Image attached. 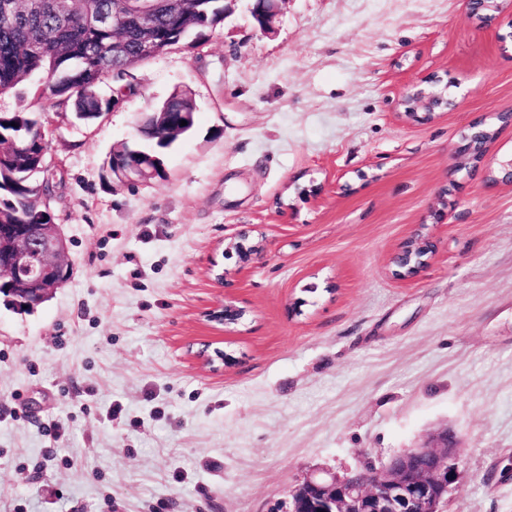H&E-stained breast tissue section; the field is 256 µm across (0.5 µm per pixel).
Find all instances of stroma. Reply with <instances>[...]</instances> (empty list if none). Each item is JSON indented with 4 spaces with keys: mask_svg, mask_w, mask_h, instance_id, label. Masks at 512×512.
<instances>
[{
    "mask_svg": "<svg viewBox=\"0 0 512 512\" xmlns=\"http://www.w3.org/2000/svg\"><path fill=\"white\" fill-rule=\"evenodd\" d=\"M429 79L458 109L406 118ZM122 85L90 123L32 84L0 95L50 131L70 264L32 311L0 296V512H288L311 474L443 428L464 472L444 512H512V186L491 181L512 158V5L487 26L462 0H289L272 36L240 6L98 92ZM177 88L196 123L167 179L104 187ZM474 124L488 155L456 169ZM244 230L265 252L242 270L224 248ZM416 232L436 252L398 276ZM225 304L228 328L207 318Z\"/></svg>",
    "mask_w": 512,
    "mask_h": 512,
    "instance_id": "stroma-1",
    "label": "stroma"
}]
</instances>
